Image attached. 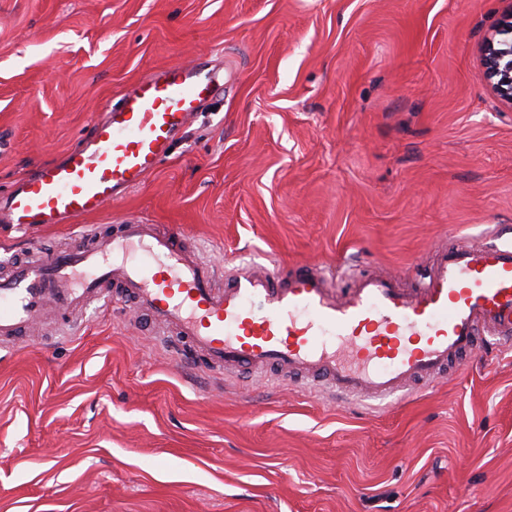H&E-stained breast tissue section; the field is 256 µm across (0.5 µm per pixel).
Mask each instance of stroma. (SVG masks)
Instances as JSON below:
<instances>
[{
  "label": "stroma",
  "mask_w": 512,
  "mask_h": 512,
  "mask_svg": "<svg viewBox=\"0 0 512 512\" xmlns=\"http://www.w3.org/2000/svg\"><path fill=\"white\" fill-rule=\"evenodd\" d=\"M512 0H0V206L143 75L224 87L160 168L0 266L129 218L220 270L385 271L512 240V105L482 61ZM127 304L0 343V512H512V351L398 404L174 356Z\"/></svg>",
  "instance_id": "35a3bbf8"
}]
</instances>
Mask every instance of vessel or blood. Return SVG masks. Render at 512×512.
<instances>
[{
	"instance_id": "b4317fda",
	"label": "vessel or blood",
	"mask_w": 512,
	"mask_h": 512,
	"mask_svg": "<svg viewBox=\"0 0 512 512\" xmlns=\"http://www.w3.org/2000/svg\"><path fill=\"white\" fill-rule=\"evenodd\" d=\"M219 87L215 72L194 64L146 74L62 160L12 191L0 222L63 224L117 202L157 170ZM108 288L169 327L182 361L296 376L345 398L423 387L477 356L489 336L512 345V244L441 247L413 289L372 273L338 292L324 268L308 265L218 277L184 236L143 220L13 262L0 278V337Z\"/></svg>"
}]
</instances>
